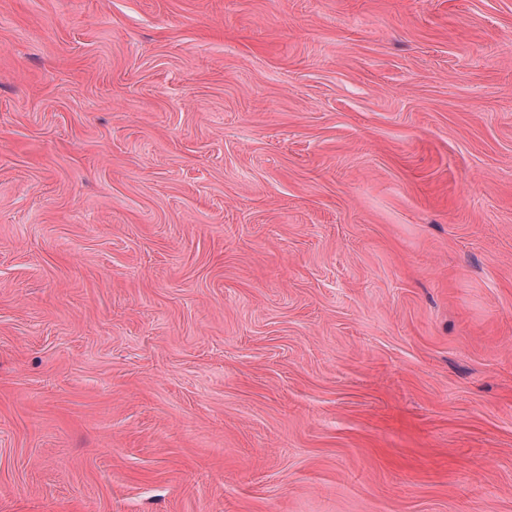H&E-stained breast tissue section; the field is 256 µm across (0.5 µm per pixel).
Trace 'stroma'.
I'll use <instances>...</instances> for the list:
<instances>
[{
	"label": "stroma",
	"instance_id": "1",
	"mask_svg": "<svg viewBox=\"0 0 512 512\" xmlns=\"http://www.w3.org/2000/svg\"><path fill=\"white\" fill-rule=\"evenodd\" d=\"M0 512H512V0H0Z\"/></svg>",
	"mask_w": 512,
	"mask_h": 512
}]
</instances>
